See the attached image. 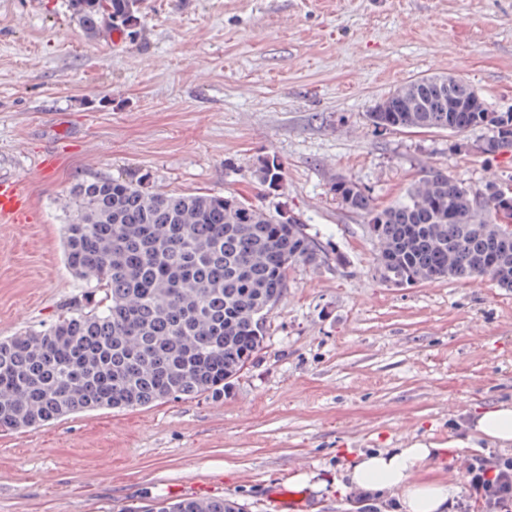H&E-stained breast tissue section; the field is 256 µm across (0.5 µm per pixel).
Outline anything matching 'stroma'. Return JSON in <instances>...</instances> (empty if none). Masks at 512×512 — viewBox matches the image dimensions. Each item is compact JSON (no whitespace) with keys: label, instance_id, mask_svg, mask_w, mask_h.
<instances>
[{"label":"stroma","instance_id":"35a3bbf8","mask_svg":"<svg viewBox=\"0 0 512 512\" xmlns=\"http://www.w3.org/2000/svg\"><path fill=\"white\" fill-rule=\"evenodd\" d=\"M448 74L512 112V0H139L118 45L87 40L67 0H0V176L24 180L30 215L0 223V340L86 308L63 256L83 181L237 195L295 214L323 250L289 270L263 349L223 396L0 429V512L224 495L273 512L295 489L301 512H354L345 466L416 440L441 446L435 475L467 500V459L501 448L465 425L512 401V289L383 282L363 218L332 190L349 178L386 207L432 169L473 187L512 179V153H479L485 130L370 122L395 87ZM49 155L58 165L37 175ZM273 155L271 189L258 167ZM298 472L322 490L297 488Z\"/></svg>","mask_w":512,"mask_h":512}]
</instances>
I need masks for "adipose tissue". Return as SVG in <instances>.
Returning a JSON list of instances; mask_svg holds the SVG:
<instances>
[{
    "label": "adipose tissue",
    "mask_w": 512,
    "mask_h": 512,
    "mask_svg": "<svg viewBox=\"0 0 512 512\" xmlns=\"http://www.w3.org/2000/svg\"><path fill=\"white\" fill-rule=\"evenodd\" d=\"M467 430L501 446L512 445V403L479 409L468 421ZM439 453L433 444L416 441L406 448L363 454L348 464L344 477L349 488L396 497L401 512H445L452 485L422 477Z\"/></svg>",
    "instance_id": "obj_1"
}]
</instances>
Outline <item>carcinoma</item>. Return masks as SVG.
Here are the masks:
<instances>
[{
	"label": "carcinoma",
	"mask_w": 512,
	"mask_h": 512,
	"mask_svg": "<svg viewBox=\"0 0 512 512\" xmlns=\"http://www.w3.org/2000/svg\"><path fill=\"white\" fill-rule=\"evenodd\" d=\"M90 40L133 19L128 0H68ZM369 120L387 131L487 130L478 145L512 152V112H493L456 76L412 79L381 99ZM262 181L281 178L277 157ZM341 205L367 221L382 281L412 286L488 278L512 289V185L463 186L437 169L404 199L376 208L339 178ZM63 251L92 286L91 307L41 330L0 341V428L27 429L95 408L133 409L177 398L219 396L263 349L265 322L288 269L321 261L292 215H272L235 196L167 194L97 178L73 186ZM128 512H243L233 498L158 499Z\"/></svg>",
	"instance_id": "cac0c4a2"
}]
</instances>
